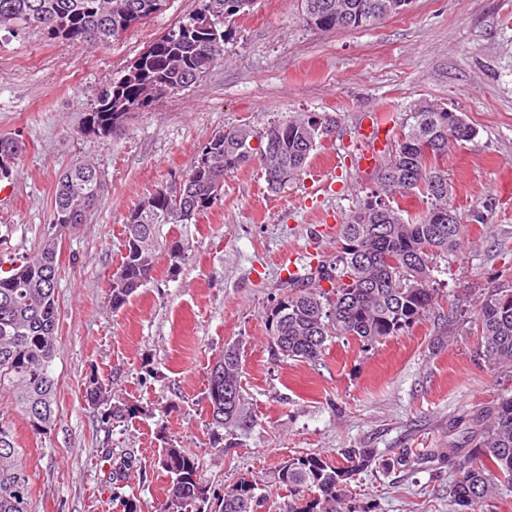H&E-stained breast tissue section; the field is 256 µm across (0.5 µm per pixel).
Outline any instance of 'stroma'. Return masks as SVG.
<instances>
[{
    "label": "stroma",
    "instance_id": "1",
    "mask_svg": "<svg viewBox=\"0 0 512 512\" xmlns=\"http://www.w3.org/2000/svg\"><path fill=\"white\" fill-rule=\"evenodd\" d=\"M198 6L167 0L105 46L51 40L19 21L0 25V137L21 144L12 197L0 205V257L40 253L68 167L94 162L102 183L84 223L56 241V426L33 434L0 395V415L33 474L34 512H122L110 473L124 455L138 462L129 484L141 512H156L168 490L156 456L169 443L198 457L216 492L257 482L262 512H288L292 498L272 480L282 462L306 453L332 462L344 448L376 453L348 481L356 512H468L448 494V449L512 394V371L484 362L468 321L490 291L512 288V0H411L400 15L346 31L309 25L302 0H256L227 22L224 56L202 80L159 96L107 139L86 132L102 91ZM426 104L463 113L476 131L444 161L466 231L462 248L438 262V306L366 350L336 338L321 363L274 359L264 325L274 299L289 276L335 257V228L378 189L379 168L358 170L360 125L386 109L393 139ZM300 113L335 123L304 173L281 193L256 162L225 175L220 199L189 229L176 276L160 260L154 281L112 311L108 282L128 212L181 180L218 131H259ZM480 206L482 224L471 219ZM233 341L257 422L215 448L206 376ZM93 370L138 406L136 417L102 425L83 398Z\"/></svg>",
    "mask_w": 512,
    "mask_h": 512
}]
</instances>
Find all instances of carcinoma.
I'll return each mask as SVG.
<instances>
[{"label": "carcinoma", "instance_id": "carcinoma-1", "mask_svg": "<svg viewBox=\"0 0 512 512\" xmlns=\"http://www.w3.org/2000/svg\"><path fill=\"white\" fill-rule=\"evenodd\" d=\"M305 16L318 28L341 30V15L354 16L365 3L387 0H303ZM391 13L363 16L350 29L379 24L405 11L409 0H399ZM165 0H0V23L19 20L44 28L53 38L73 44L106 45L163 7ZM253 0H200L190 21L156 40L109 89L102 92L95 111L86 119L87 131L111 136L133 112L145 110L158 88L184 89L202 79L222 59L227 37L215 16L230 17L250 9ZM397 145L382 167L380 188L389 197L418 193L424 208L412 220L401 209L382 200L355 210L341 225L336 239V259L317 266L301 282L288 281L278 298V309L266 315L270 349L277 357L316 363L323 359L328 341L353 339L362 346L393 336L410 327L438 305L433 287L437 260L448 257L462 244L465 225L448 223L455 213L448 203V172L444 159L456 146L470 141L475 131L463 114L427 105L411 114ZM322 119L298 114L275 120L257 131L229 127L209 145L214 160L209 168L192 167L185 184L162 186L149 196L151 203L137 212V248L124 242L120 266L109 285L112 309L124 307L138 288L154 279L159 256L172 259L171 250L185 240L164 231L167 225L198 222L208 213L207 199L224 175L259 160L269 189L277 192L304 172L317 140L329 134ZM257 145H251L252 141ZM96 167L78 163L67 170L54 197L52 223L81 224L99 197L90 175ZM58 267L55 243L40 255L21 263L8 276H0V393L8 394L35 435H46L57 422L58 378L51 365L58 351L60 304L56 293ZM481 339V355L493 369L512 367V289L489 292L473 316ZM215 365L223 378L207 376L205 400L214 408L210 422L213 447L251 430L256 419L246 407L241 386L239 346L224 345ZM238 389L237 407L224 408V386ZM85 400L105 407L102 423L135 416L136 407L114 402L111 390L92 372L84 382ZM480 431L471 432L473 453H455L453 502L479 506L503 490L512 489V396L501 395L485 415ZM224 433H219V430ZM344 466L307 454L284 461L274 480L295 496L289 512H353L346 507L345 490L351 475L372 465L371 448H345ZM136 459L127 456L112 470L114 499L123 512H138L135 494L121 492L128 485ZM158 464L167 472L169 489L160 512H256L260 506L257 483L241 481L208 498L198 497L203 485L198 458L185 448L169 444L160 449ZM0 512H32L31 475L18 448L14 429L0 419Z\"/></svg>", "mask_w": 512, "mask_h": 512}]
</instances>
